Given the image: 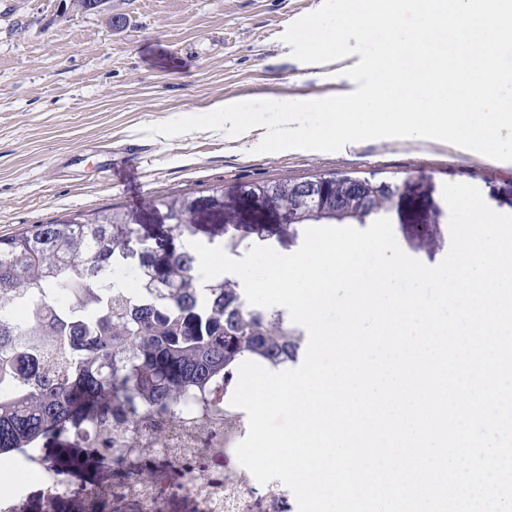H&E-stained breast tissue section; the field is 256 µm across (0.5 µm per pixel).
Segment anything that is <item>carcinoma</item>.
<instances>
[{
	"label": "carcinoma",
	"mask_w": 512,
	"mask_h": 512,
	"mask_svg": "<svg viewBox=\"0 0 512 512\" xmlns=\"http://www.w3.org/2000/svg\"><path fill=\"white\" fill-rule=\"evenodd\" d=\"M321 180L320 207L355 210L325 224H365L399 189L396 182L377 181L362 205L351 194L352 176L329 173ZM270 188L282 208L295 204V182L254 186ZM210 200L190 194L161 199L171 236L154 244L113 208L0 237V313L21 298L34 300L36 311L23 327H0V379L13 383L11 391H0V452L70 433L92 445L106 433L101 415L122 408L126 419L112 425L110 448L121 452L141 409L173 410L188 387L222 386L230 398L244 361L288 366L301 332L287 312L250 309L238 285L222 276L209 280L210 310L199 306L198 256L186 245L200 241L192 214ZM290 229L235 227L221 243L209 236L208 245L235 249L251 235L261 241ZM129 261L138 262L144 288L159 293L163 304L134 308L112 287L113 267ZM18 336L28 337L22 347Z\"/></svg>",
	"instance_id": "1"
}]
</instances>
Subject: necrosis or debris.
Here are the masks:
<instances>
[{
  "label": "necrosis or debris",
  "instance_id": "1",
  "mask_svg": "<svg viewBox=\"0 0 512 512\" xmlns=\"http://www.w3.org/2000/svg\"><path fill=\"white\" fill-rule=\"evenodd\" d=\"M248 432L243 409L228 406L221 393L201 395L186 390L173 411L146 410L132 435L143 447L139 457L97 453L101 468L110 473L105 484H94L77 469L64 471L54 458L37 448L13 450L0 462V512H20L27 490L42 488L46 512H69L70 503L135 499L140 512H165L164 500L184 496L195 512H298L292 492L280 481L260 484L243 466L225 469L224 451ZM181 473L182 479L159 489L151 475L156 465Z\"/></svg>",
  "mask_w": 512,
  "mask_h": 512
}]
</instances>
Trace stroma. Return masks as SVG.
Masks as SVG:
<instances>
[{"mask_svg":"<svg viewBox=\"0 0 512 512\" xmlns=\"http://www.w3.org/2000/svg\"><path fill=\"white\" fill-rule=\"evenodd\" d=\"M323 0H110L87 14L68 0H0V236L117 208L153 238L170 236L163 196L235 197L200 212L206 230L257 224L252 184L338 172L403 184L385 212L400 248L426 265L450 247L447 182L477 186L512 214V162L427 140H366L338 152L260 153L263 133L234 140L197 130L167 138L146 126L214 110L227 99L292 102L356 90L353 54L294 59L288 26ZM112 167L99 177L103 148Z\"/></svg>","mask_w":512,"mask_h":512,"instance_id":"obj_1","label":"stroma"}]
</instances>
